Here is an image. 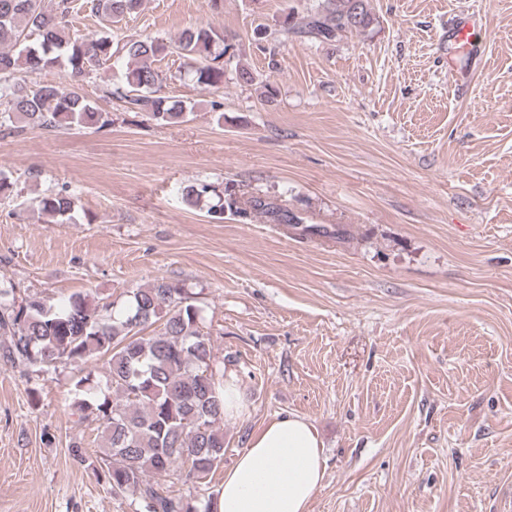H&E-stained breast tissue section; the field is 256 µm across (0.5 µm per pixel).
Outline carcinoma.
<instances>
[{
	"label": "carcinoma",
	"mask_w": 512,
	"mask_h": 512,
	"mask_svg": "<svg viewBox=\"0 0 512 512\" xmlns=\"http://www.w3.org/2000/svg\"><path fill=\"white\" fill-rule=\"evenodd\" d=\"M141 0H96L93 10L106 24L120 23ZM74 0H0V127L23 126L49 131L104 129L112 124L82 94L78 81L114 58L127 60L119 82L103 89L130 112H146L158 123H172L193 109L158 95L161 73L152 63L168 46L148 36L110 35L72 38L67 32ZM374 21L369 0H313L300 12L291 7L283 35L315 42L333 41L368 28ZM38 36L37 41L30 37ZM177 52L194 65L197 84L217 91L234 45L209 26L181 33ZM56 69L69 87L36 82L23 87L15 75ZM216 194L208 183L189 185L185 201L196 206ZM40 209L64 221L72 219L74 200L60 190L40 197ZM248 220L254 213L274 224H300L302 218L269 198L254 197L246 208L233 197H218L208 209L223 219L224 208ZM157 332L145 334L156 323ZM0 358L24 371L48 373L58 366L85 365L106 359L107 385L101 395L82 377L71 389V408L81 421L101 428V451L86 456L72 445L74 460L91 468L102 489L129 495L140 512H213L205 501L164 491L160 479L178 473L185 485H200L224 460V371L213 366L214 340L203 330L202 310L178 285L164 279L129 292L125 307L73 294L66 301L21 296L0 289Z\"/></svg>",
	"instance_id": "cac0c4a2"
}]
</instances>
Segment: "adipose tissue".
I'll return each instance as SVG.
<instances>
[{"instance_id": "adipose-tissue-1", "label": "adipose tissue", "mask_w": 512, "mask_h": 512, "mask_svg": "<svg viewBox=\"0 0 512 512\" xmlns=\"http://www.w3.org/2000/svg\"><path fill=\"white\" fill-rule=\"evenodd\" d=\"M322 448L306 418L271 419L225 470L215 512H309L324 477Z\"/></svg>"}]
</instances>
